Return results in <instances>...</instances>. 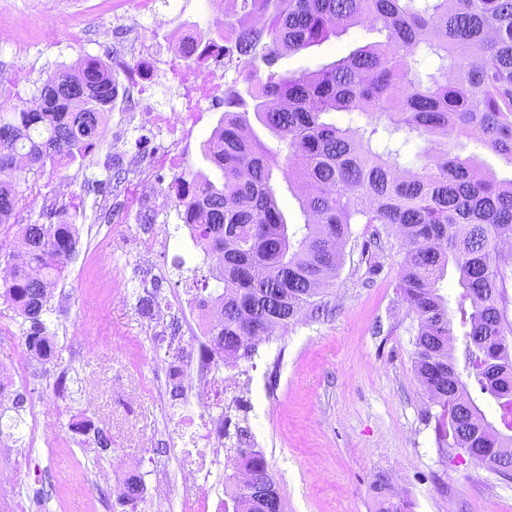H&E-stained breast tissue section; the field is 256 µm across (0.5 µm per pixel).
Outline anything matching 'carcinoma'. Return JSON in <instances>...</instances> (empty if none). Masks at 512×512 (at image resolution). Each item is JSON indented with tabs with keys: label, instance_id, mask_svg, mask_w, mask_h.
I'll list each match as a JSON object with an SVG mask.
<instances>
[{
	"label": "carcinoma",
	"instance_id": "carcinoma-1",
	"mask_svg": "<svg viewBox=\"0 0 512 512\" xmlns=\"http://www.w3.org/2000/svg\"><path fill=\"white\" fill-rule=\"evenodd\" d=\"M239 8L216 19L224 30V57L248 83L246 101L233 91L224 118L204 144L221 172L194 194L206 222L190 225L194 244L220 287L202 295L220 309L222 323L206 329L215 354L249 358L257 342L305 309L326 306L324 288L339 273L351 225L375 224L376 235L401 231L408 242L397 288L417 320L415 370L448 413L450 448L512 454V324L500 308V282L512 265L501 243L512 240V179L497 180L456 150L472 128L512 164V0H234ZM369 24L386 41L360 47L323 68L299 75L274 70L282 53H299L338 31ZM262 62V70L257 62ZM116 94L111 68L89 60L50 74L31 101L0 112V224L18 204L15 183L26 166L70 161L95 146ZM283 143L270 151L254 135L249 113ZM334 112L366 119L342 128ZM433 142L410 176L402 147L413 138ZM296 192L305 222L290 229L279 205L274 172ZM42 211L23 227L8 261L5 296L23 319L26 346L50 359L54 340L44 319L48 288L63 273L78 243L73 224ZM453 266L462 288L459 356L448 360L454 335L438 283ZM500 410L504 434L486 419L469 387ZM25 396L15 393V416L0 438L23 423ZM251 481L231 488L237 512H283L264 456L237 449ZM266 485L254 497L251 483ZM374 491L378 512H402L385 482Z\"/></svg>",
	"mask_w": 512,
	"mask_h": 512
}]
</instances>
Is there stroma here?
<instances>
[{"label":"stroma","instance_id":"1","mask_svg":"<svg viewBox=\"0 0 512 512\" xmlns=\"http://www.w3.org/2000/svg\"><path fill=\"white\" fill-rule=\"evenodd\" d=\"M169 26L180 35L214 25L211 0H170ZM115 0H0V67L23 69L20 89H0L14 107L32 99L58 67L87 59L111 62L113 51L131 40L161 42L162 30L148 17L136 29H112V43L98 42V28L111 24ZM82 27V45L69 40ZM379 35L349 29L319 46L285 54L279 72L316 69ZM127 102L110 103L93 149L100 166L84 159L27 171L19 182V205L11 223L0 225V269L15 250L17 231L33 204L57 207L75 224L78 250L52 290L46 319L56 335L58 357L33 358L13 387L28 398L22 412L23 441L31 453L22 464L0 441V466H16L14 488L0 491V505L23 501L27 512H113L111 492L100 487L83 499L73 486L87 483L99 467L121 474L130 456L144 459L142 478L152 484L164 470L179 490L181 442L173 411L189 410L166 389L167 363L156 353V331L138 301L155 294L169 301L208 268L177 213L167 222L171 240L144 256L152 225L142 212L124 210L122 181L106 162L110 138L124 126L126 151L159 143L149 126H125ZM223 108L205 113L185 157L187 176L220 172L203 143L223 118ZM343 266L325 300L327 314H303L287 333H274L255 354L228 370L241 374L239 388L224 394V454L237 447L263 453L281 496L283 512H377L374 485L399 472L410 512H512V479L505 480L442 443L436 427L442 409L430 400L414 370L413 313L396 285L405 247L399 236L373 237L364 224L351 227ZM22 319L0 295V366H12L26 345ZM64 389H57L58 377ZM109 430L112 444L97 447L95 433Z\"/></svg>","mask_w":512,"mask_h":512}]
</instances>
